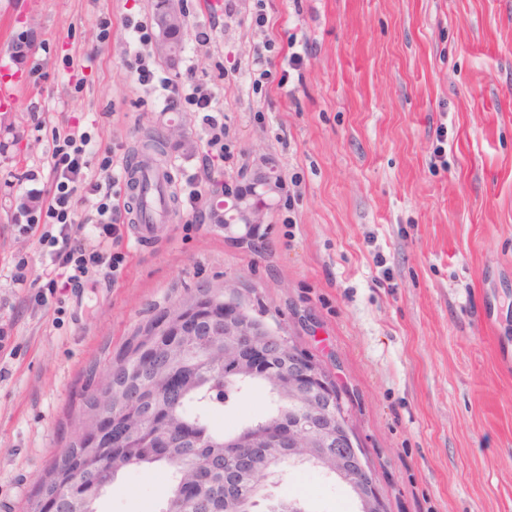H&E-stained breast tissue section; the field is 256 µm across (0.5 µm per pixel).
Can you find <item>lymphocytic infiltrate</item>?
<instances>
[{
  "mask_svg": "<svg viewBox=\"0 0 512 512\" xmlns=\"http://www.w3.org/2000/svg\"><path fill=\"white\" fill-rule=\"evenodd\" d=\"M89 143L87 135L72 128L55 137L51 185L35 190L38 207L27 211L26 222L19 227L21 233L39 235L52 247L40 272L47 288L46 293L36 298L42 307L47 305L49 295L81 287L84 279L100 270L116 272L125 259L120 250V193L114 182L101 184L89 180ZM81 190L93 198L91 212L84 217V222L94 227L90 233L81 232V224L74 219L76 196Z\"/></svg>",
  "mask_w": 512,
  "mask_h": 512,
  "instance_id": "f902f5d3",
  "label": "lymphocytic infiltrate"
}]
</instances>
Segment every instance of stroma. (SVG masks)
<instances>
[{"label": "stroma", "mask_w": 512, "mask_h": 512, "mask_svg": "<svg viewBox=\"0 0 512 512\" xmlns=\"http://www.w3.org/2000/svg\"><path fill=\"white\" fill-rule=\"evenodd\" d=\"M156 2L0 0V84L15 89L0 102V512H25L72 438L90 366L227 282L334 377L387 512H512V0H233L229 11L180 0L172 63L155 52ZM259 52L268 69L254 65ZM141 56L157 71L149 86ZM189 73L224 115V159L207 171L201 112L188 96L166 100ZM171 124L177 202L158 238L139 239L121 189L115 275L44 308L13 287L15 262L39 270L47 250L17 226L27 189L48 179L56 130L88 133L104 182ZM262 164L284 193L254 250L238 240L243 225L209 212ZM269 411L264 392L246 390L218 423L230 433ZM169 485L162 467L120 472L100 512H159ZM274 493L305 512L358 509L345 485L306 467L285 469Z\"/></svg>", "instance_id": "35a3bbf8"}]
</instances>
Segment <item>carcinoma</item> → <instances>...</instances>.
Wrapping results in <instances>:
<instances>
[{"label":"carcinoma","mask_w":512,"mask_h":512,"mask_svg":"<svg viewBox=\"0 0 512 512\" xmlns=\"http://www.w3.org/2000/svg\"><path fill=\"white\" fill-rule=\"evenodd\" d=\"M165 142L159 136L148 137L142 145L146 163L158 164L157 157L164 154ZM151 345L161 349L166 360L155 362L134 361L140 348ZM188 358L197 362L201 373L184 382L174 398H160L158 393L168 374L170 362ZM224 342L211 341L206 336H160L150 322L139 329L129 350L115 360L112 371V390L90 394L83 401L82 429L92 425L103 426L105 418L123 411L132 414L150 412L156 415L158 426L151 431L132 425L127 442L118 448H106L104 442L85 436L76 438L54 457L41 481L29 499L26 512H83V508L97 509L98 500L112 487L118 473L128 468L164 466L171 472V485L161 512H170V506L183 493V487L195 486L194 512H227L235 503L238 512H258L262 491L260 486L239 482L238 474L226 468L224 461L225 434L211 422L210 413L224 410L234 394L252 387L266 391L276 405L269 416L246 424L235 432L238 438L257 434L262 425L272 420H286L283 408L287 401L275 392L261 376H249L234 386L225 385ZM172 424L189 427L197 432L195 446L185 448L153 447L161 433L160 425ZM296 453L280 448L275 455L264 449H254L252 465L259 475L274 460L288 465ZM70 479L74 497L60 500L56 496L58 480Z\"/></svg>","instance_id":"carcinoma-1"}]
</instances>
